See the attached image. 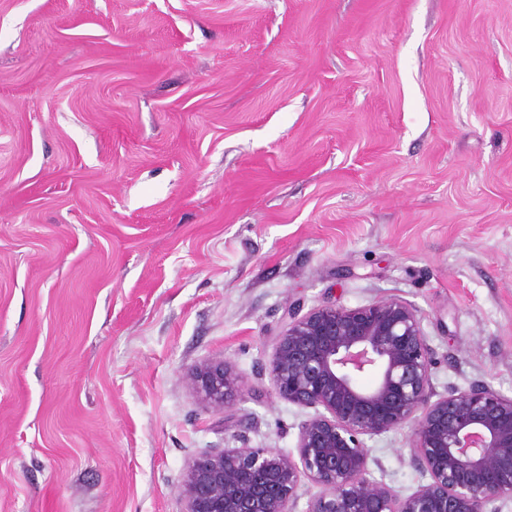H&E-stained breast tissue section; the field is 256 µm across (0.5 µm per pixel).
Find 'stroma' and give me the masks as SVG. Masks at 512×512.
<instances>
[{
	"label": "stroma",
	"mask_w": 512,
	"mask_h": 512,
	"mask_svg": "<svg viewBox=\"0 0 512 512\" xmlns=\"http://www.w3.org/2000/svg\"><path fill=\"white\" fill-rule=\"evenodd\" d=\"M389 297L437 394L512 396V0H0V512H183L194 458L294 451L289 310ZM188 385L214 408L233 407L242 397L243 386L224 360H212L186 374Z\"/></svg>",
	"instance_id": "35a3bbf8"
}]
</instances>
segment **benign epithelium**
Returning a JSON list of instances; mask_svg holds the SVG:
<instances>
[{"instance_id":"7a95c632","label":"benign epithelium","mask_w":512,"mask_h":512,"mask_svg":"<svg viewBox=\"0 0 512 512\" xmlns=\"http://www.w3.org/2000/svg\"><path fill=\"white\" fill-rule=\"evenodd\" d=\"M434 364L422 318L405 300L289 314L268 377L281 398L313 410L297 455L235 447L195 458L182 483L185 512H294L304 480L316 488L306 512H497L512 500V397L486 382L438 395ZM368 371L375 381L365 388L358 378ZM186 381L218 409L243 394L222 360ZM404 428L424 479L406 495L372 476L366 445Z\"/></svg>"}]
</instances>
